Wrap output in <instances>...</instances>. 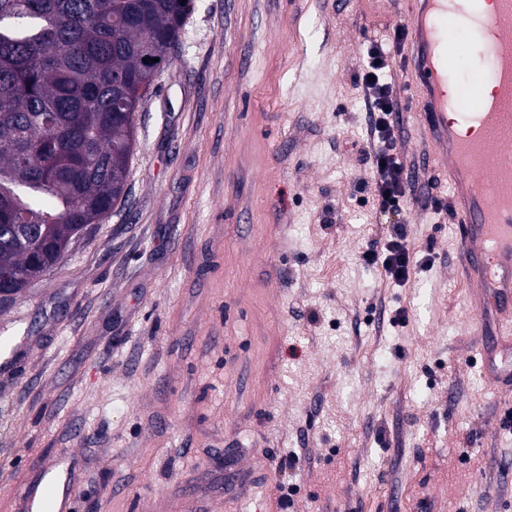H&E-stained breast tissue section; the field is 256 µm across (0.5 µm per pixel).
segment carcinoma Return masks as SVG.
Wrapping results in <instances>:
<instances>
[{
    "mask_svg": "<svg viewBox=\"0 0 512 512\" xmlns=\"http://www.w3.org/2000/svg\"><path fill=\"white\" fill-rule=\"evenodd\" d=\"M192 0H0V268L51 270L125 198L136 110ZM149 61H143V58ZM156 62H151V59Z\"/></svg>",
    "mask_w": 512,
    "mask_h": 512,
    "instance_id": "carcinoma-1",
    "label": "carcinoma"
}]
</instances>
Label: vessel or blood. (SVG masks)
<instances>
[{
	"label": "vessel or blood",
	"instance_id": "obj_1",
	"mask_svg": "<svg viewBox=\"0 0 512 512\" xmlns=\"http://www.w3.org/2000/svg\"><path fill=\"white\" fill-rule=\"evenodd\" d=\"M477 31L489 60L491 98L461 64L460 32ZM412 53L404 65L417 82V106L438 161L448 169L449 199L460 226L463 274L470 286L474 357L485 382L512 391V0H494L477 17L454 0H414ZM473 124L458 134L449 111ZM72 484L56 475L28 485L22 512H72Z\"/></svg>",
	"mask_w": 512,
	"mask_h": 512
}]
</instances>
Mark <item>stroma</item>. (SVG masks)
I'll return each instance as SVG.
<instances>
[{"label": "stroma", "instance_id": "obj_1", "mask_svg": "<svg viewBox=\"0 0 512 512\" xmlns=\"http://www.w3.org/2000/svg\"><path fill=\"white\" fill-rule=\"evenodd\" d=\"M193 5L137 109L124 206L0 302L22 339L0 512L61 448L79 512H512V428L471 354L458 226L427 204L448 178L403 53L389 93L423 186L398 215L348 200L374 190L356 78L409 0ZM400 220L433 260L403 286L360 260Z\"/></svg>", "mask_w": 512, "mask_h": 512}]
</instances>
